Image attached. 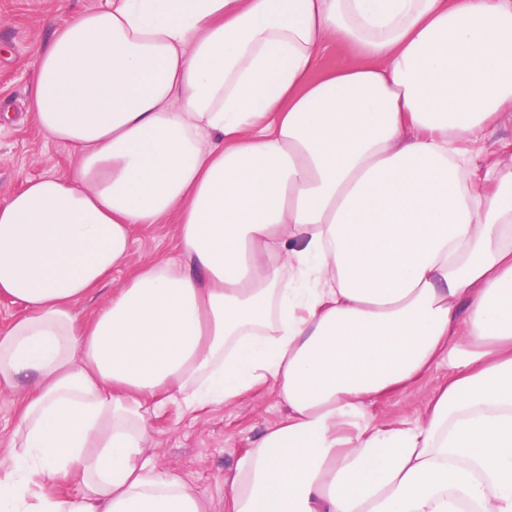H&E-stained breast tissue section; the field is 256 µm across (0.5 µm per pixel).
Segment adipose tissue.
<instances>
[{"mask_svg": "<svg viewBox=\"0 0 512 512\" xmlns=\"http://www.w3.org/2000/svg\"><path fill=\"white\" fill-rule=\"evenodd\" d=\"M352 61L315 75L333 41ZM36 124L68 178L0 202V512H207L151 420L272 384L228 512H512V0H112L54 29ZM175 220L88 324L74 305ZM454 369L422 420L370 409ZM74 480L63 497L49 484ZM18 420L19 407L15 397L0 395V461L9 455Z\"/></svg>", "mask_w": 512, "mask_h": 512, "instance_id": "obj_1", "label": "adipose tissue"}]
</instances>
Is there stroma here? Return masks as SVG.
<instances>
[{
	"mask_svg": "<svg viewBox=\"0 0 512 512\" xmlns=\"http://www.w3.org/2000/svg\"><path fill=\"white\" fill-rule=\"evenodd\" d=\"M109 3L110 0H0V201L21 189L28 179L48 173H74L78 160L73 151L47 139L34 121V62L55 28L76 13ZM177 255L174 222L136 229L124 263L77 304L79 321H90L94 311L123 287L142 263ZM451 373L447 362H440L408 388L386 396L371 409L375 421L391 424L422 418ZM285 415V406L269 385L193 417L171 405L152 421L149 453L160 468L177 473L194 486L205 497L208 512H225L226 482L238 458Z\"/></svg>",
	"mask_w": 512,
	"mask_h": 512,
	"instance_id": "35a3bbf8",
	"label": "stroma"
}]
</instances>
